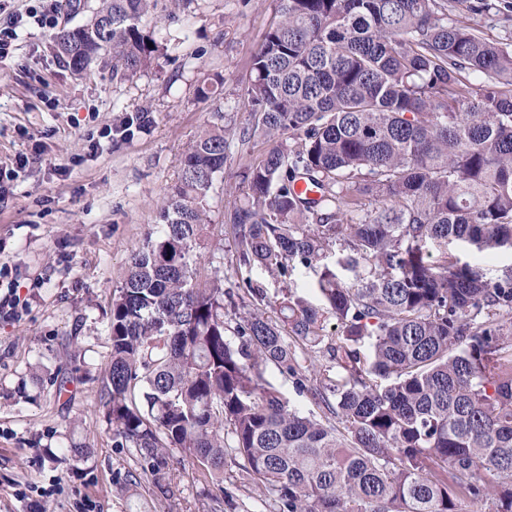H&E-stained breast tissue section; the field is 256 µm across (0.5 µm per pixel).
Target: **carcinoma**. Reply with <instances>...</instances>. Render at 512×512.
Instances as JSON below:
<instances>
[{
    "mask_svg": "<svg viewBox=\"0 0 512 512\" xmlns=\"http://www.w3.org/2000/svg\"><path fill=\"white\" fill-rule=\"evenodd\" d=\"M157 7L97 0L54 33L55 55L78 77L106 58L126 81L159 50ZM503 9L276 0L244 89L248 122L213 112L113 293L100 402L112 447L134 449L140 468L117 492L145 481L171 496L178 451L216 503L229 455L268 512H512V272L492 282L426 251L512 249V32L482 30ZM152 124L124 113L112 147ZM234 142L245 161L226 176ZM218 189L236 266L311 269L321 304L226 285L224 244L207 239ZM335 243L352 283L326 262ZM321 358L344 379L306 375ZM270 364L321 418L281 399Z\"/></svg>",
    "mask_w": 512,
    "mask_h": 512,
    "instance_id": "cac0c4a2",
    "label": "carcinoma"
}]
</instances>
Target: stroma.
<instances>
[{"label":"stroma","instance_id":"obj_1","mask_svg":"<svg viewBox=\"0 0 512 512\" xmlns=\"http://www.w3.org/2000/svg\"><path fill=\"white\" fill-rule=\"evenodd\" d=\"M35 4L6 0V11L28 21L0 59V164L17 174L0 200V266L16 275L24 307L20 319H0V512H26L19 490L43 496L44 512H211L191 460L178 452L170 462L173 497L144 485L116 495L114 482L138 465L134 449L113 447L99 399L111 360L108 312L131 251L177 178L181 153L214 110L245 124L241 94L275 0H192L172 14L159 10V52L122 82L104 60L88 77L73 76L49 49L51 30L29 18ZM206 77L218 90L201 102L196 87ZM142 110L153 117L148 134L119 149L107 140L89 149L88 133ZM23 153L42 161L20 166ZM427 249L432 258L478 266L492 281L512 271V249L488 257L454 240ZM224 273L273 300L289 292L316 298L309 269L285 279L230 264ZM64 368L71 374L59 395L49 379ZM74 444L89 446L86 460L67 454Z\"/></svg>","mask_w":512,"mask_h":512}]
</instances>
